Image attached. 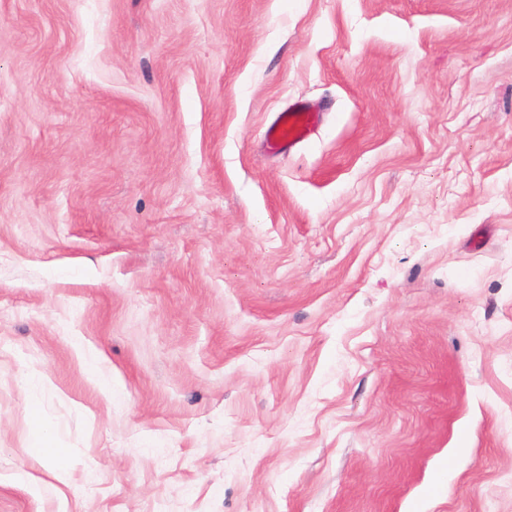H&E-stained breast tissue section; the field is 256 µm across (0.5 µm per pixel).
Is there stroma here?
Wrapping results in <instances>:
<instances>
[{
  "label": "stroma",
  "instance_id": "stroma-1",
  "mask_svg": "<svg viewBox=\"0 0 512 512\" xmlns=\"http://www.w3.org/2000/svg\"><path fill=\"white\" fill-rule=\"evenodd\" d=\"M0 512H512V0H0ZM318 116L303 109L282 112L269 129V145L271 149L278 146L297 144L307 138ZM32 426L33 447L45 457L53 456L56 449L52 446L54 433L50 425L41 418L36 403L32 406Z\"/></svg>",
  "mask_w": 512,
  "mask_h": 512
}]
</instances>
